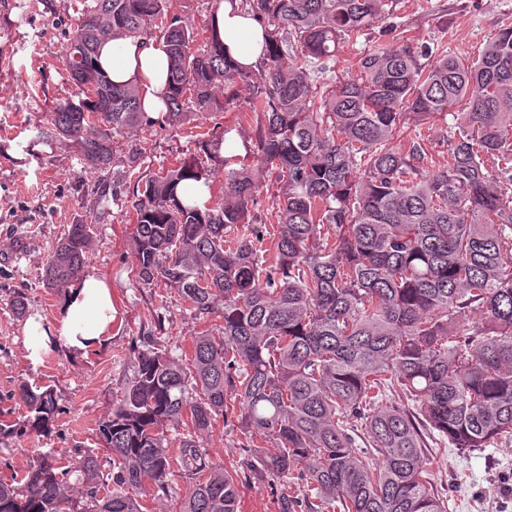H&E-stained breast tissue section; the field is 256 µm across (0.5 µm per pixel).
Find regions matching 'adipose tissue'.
I'll return each mask as SVG.
<instances>
[{
  "mask_svg": "<svg viewBox=\"0 0 512 512\" xmlns=\"http://www.w3.org/2000/svg\"><path fill=\"white\" fill-rule=\"evenodd\" d=\"M213 22L231 58L254 69L262 66L266 58L263 28L236 0H219ZM97 63L113 83H136L148 116L157 118L165 112L169 61L163 44L111 39L102 45ZM115 319L111 281L96 275L79 277L67 288L53 326L36 320L27 323L30 357L40 359L59 343L82 352L101 347L111 338Z\"/></svg>",
  "mask_w": 512,
  "mask_h": 512,
  "instance_id": "adipose-tissue-1",
  "label": "adipose tissue"
}]
</instances>
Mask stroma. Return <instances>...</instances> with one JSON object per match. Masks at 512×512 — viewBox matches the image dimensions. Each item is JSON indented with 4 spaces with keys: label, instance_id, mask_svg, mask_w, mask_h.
I'll return each mask as SVG.
<instances>
[{
    "label": "stroma",
    "instance_id": "1",
    "mask_svg": "<svg viewBox=\"0 0 512 512\" xmlns=\"http://www.w3.org/2000/svg\"><path fill=\"white\" fill-rule=\"evenodd\" d=\"M394 22L412 46L429 44L459 57L478 55L501 25L512 22V0H392ZM79 0H0V425L23 420L27 408L18 397L21 383L51 388L59 409L48 435L0 436V481L21 478L34 450H57L69 467L95 455L102 473L112 459L96 436L97 425L112 409L131 376L134 349L146 338L157 339L174 355L192 351V339L206 331L220 335L218 314L196 319L177 290L136 284L130 271L134 226L128 202L133 184L130 160L155 172L195 157L210 172L213 198L224 188V165L205 149L214 126L232 127L245 163H253L255 117L250 112H190L178 128L139 125L115 137L112 162L90 173L77 154L62 143L47 144L38 131L48 128L58 103L75 98L77 89L62 67L67 39L77 28ZM94 227L88 273L112 281L118 316L112 338L86 355L53 347L41 360L30 359L25 325L41 317L53 324L62 297L43 285L46 260L70 224ZM26 298L25 314L10 301ZM239 410L216 418L204 437L210 461L232 472L240 492L239 512H280L277 477H257L247 468L255 451L242 445ZM436 488L448 498V512H512V442L459 453L434 450ZM469 479L457 485L456 475Z\"/></svg>",
    "mask_w": 512,
    "mask_h": 512
}]
</instances>
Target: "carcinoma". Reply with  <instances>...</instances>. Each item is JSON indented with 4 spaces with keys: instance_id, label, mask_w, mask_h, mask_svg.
<instances>
[{
    "instance_id": "carcinoma-1",
    "label": "carcinoma",
    "mask_w": 512,
    "mask_h": 512,
    "mask_svg": "<svg viewBox=\"0 0 512 512\" xmlns=\"http://www.w3.org/2000/svg\"><path fill=\"white\" fill-rule=\"evenodd\" d=\"M386 0H240L265 30L256 70L224 54L213 25L199 32L169 0H80L62 66L78 88L52 113L48 142L85 167L111 163L113 137L153 123L132 83L95 66L99 44L141 38L148 22L169 59L171 128L224 111L249 91L261 166L277 169L274 233L251 225L260 184L224 157V197L201 209L175 196L209 171L182 160L139 175L130 199L132 269L141 285L178 290L200 319L219 313L222 335L202 332L190 362L145 341L98 438L112 456L74 472L86 496L72 510V472L38 452L0 512H144L132 491L161 490L175 467L200 476L179 512H237V480L203 451L231 398L244 446L275 441L252 470L283 480V512H448L433 485L429 440L462 453L512 440V25L467 61L446 52L425 66L391 25L393 42L362 53L359 76L326 79L343 43L386 19ZM229 88L219 101L215 89ZM455 111H450V108ZM449 118L447 163L409 139L411 124ZM93 227L78 221L49 254L44 287L60 294L87 266ZM272 240L276 262L267 264ZM473 312L483 316L466 326ZM400 393L406 403L392 401ZM18 430L45 433L57 413L51 389L26 383ZM187 419L170 449L164 426ZM112 489L99 494L100 486Z\"/></svg>"
}]
</instances>
